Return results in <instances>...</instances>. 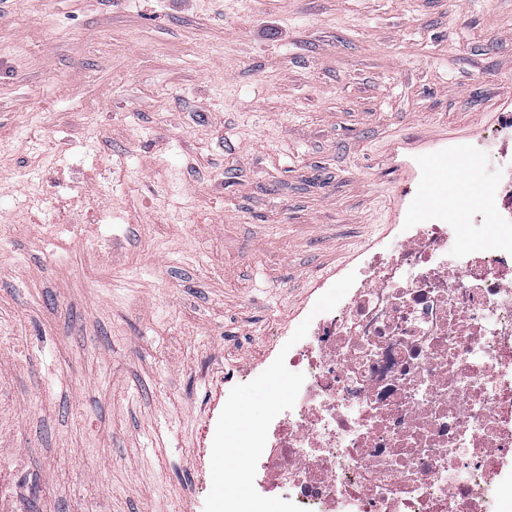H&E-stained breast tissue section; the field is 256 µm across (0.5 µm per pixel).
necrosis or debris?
Wrapping results in <instances>:
<instances>
[{
  "label": "necrosis or debris",
  "instance_id": "4bbe7bcc",
  "mask_svg": "<svg viewBox=\"0 0 512 512\" xmlns=\"http://www.w3.org/2000/svg\"><path fill=\"white\" fill-rule=\"evenodd\" d=\"M365 259L343 305L276 369L250 427L286 512H489L512 496V234L463 239L438 208Z\"/></svg>",
  "mask_w": 512,
  "mask_h": 512
}]
</instances>
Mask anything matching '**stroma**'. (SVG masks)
Instances as JSON below:
<instances>
[{
  "label": "stroma",
  "mask_w": 512,
  "mask_h": 512,
  "mask_svg": "<svg viewBox=\"0 0 512 512\" xmlns=\"http://www.w3.org/2000/svg\"><path fill=\"white\" fill-rule=\"evenodd\" d=\"M502 112L512 0H0V512H222L430 157L494 231ZM429 166L437 173H440L443 170L451 172L453 179L456 182L453 186V191L459 197V201L461 203L460 208L473 202V200L479 195V186L470 171L463 178L459 171L448 169V159H444L443 157L430 158ZM460 186H464V188L461 189ZM250 462L247 460L231 468H224V512H254L249 494L238 491L243 484L249 483Z\"/></svg>",
  "instance_id": "obj_1"
}]
</instances>
